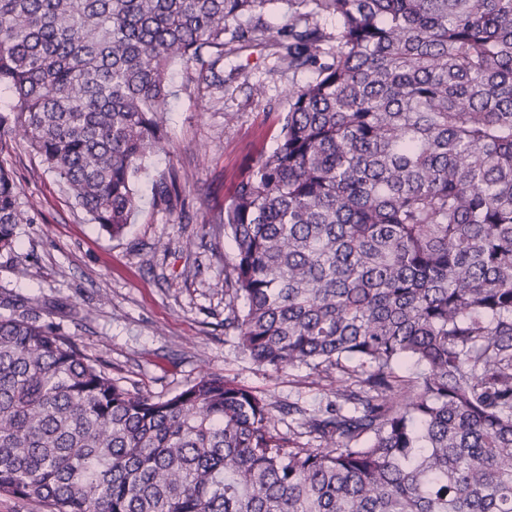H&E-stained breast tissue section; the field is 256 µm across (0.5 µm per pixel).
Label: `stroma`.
Instances as JSON below:
<instances>
[{
	"label": "stroma",
	"instance_id": "stroma-1",
	"mask_svg": "<svg viewBox=\"0 0 512 512\" xmlns=\"http://www.w3.org/2000/svg\"><path fill=\"white\" fill-rule=\"evenodd\" d=\"M312 76L249 50L212 66L176 64L167 148L150 158L138 209L118 237L75 205L25 142L0 154L20 205L35 210L34 223L17 229L14 253L0 252V297L72 338L134 392L165 398L215 373L282 407L326 403L313 370L270 373L224 333V273L235 255L224 206L248 154L274 148L289 89ZM172 173L179 194L157 204L154 183Z\"/></svg>",
	"mask_w": 512,
	"mask_h": 512
}]
</instances>
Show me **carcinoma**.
I'll list each match as a JSON object with an SVG mask.
<instances>
[{
    "instance_id": "cac0c4a2",
    "label": "carcinoma",
    "mask_w": 512,
    "mask_h": 512,
    "mask_svg": "<svg viewBox=\"0 0 512 512\" xmlns=\"http://www.w3.org/2000/svg\"><path fill=\"white\" fill-rule=\"evenodd\" d=\"M0 0V153L23 139L113 236L164 148L171 66L272 50L314 77L248 157L224 333L336 403L206 374L132 392L0 306V495L48 512H512V0ZM322 17L336 19V34ZM176 176L156 182L167 202ZM35 216L0 167V252ZM410 363L414 376L396 370ZM359 390H352V386ZM296 5L291 2L279 3L275 9L265 12L262 15V22L273 29L274 31H281L288 28V24L293 22L296 17ZM275 414L278 416V418L281 419L278 423L279 431L281 433L285 434L288 438H290V441H291V443L289 445L290 448H297L300 446H304V447H307V446L313 447L314 446L315 447L319 443L317 441H312L307 436L296 434L297 432L302 431L300 428L297 427V425H298L297 423L300 422V418H301V416H299L298 414L294 413L292 415H288V414H281L277 411H275ZM293 432L295 434H293ZM307 443H309V445H304Z\"/></svg>"
}]
</instances>
